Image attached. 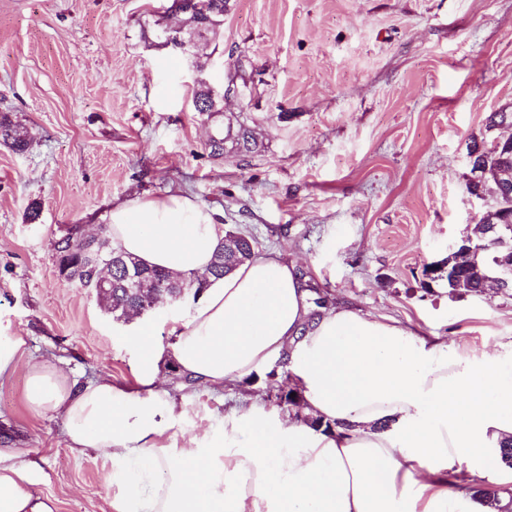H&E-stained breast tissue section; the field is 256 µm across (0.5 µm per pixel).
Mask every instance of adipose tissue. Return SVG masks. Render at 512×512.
Wrapping results in <instances>:
<instances>
[{
    "instance_id": "ef3b65f1",
    "label": "adipose tissue",
    "mask_w": 512,
    "mask_h": 512,
    "mask_svg": "<svg viewBox=\"0 0 512 512\" xmlns=\"http://www.w3.org/2000/svg\"><path fill=\"white\" fill-rule=\"evenodd\" d=\"M108 232L145 265L206 281L186 319L174 321L169 346L138 328L139 390L108 377L77 385L47 359L28 365L27 405L59 413L72 450L111 458L113 512H488L480 500L451 499L449 482L467 467L512 484L494 450L512 438L501 355L472 362L445 339L346 309L310 320L295 266L277 251L210 277L224 227L184 196L115 206ZM167 355L195 386L287 357L303 415L255 404L174 444L176 407L158 388ZM312 417L334 422L333 431L314 429ZM28 481L14 449L0 448V512H53Z\"/></svg>"
}]
</instances>
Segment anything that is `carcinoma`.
I'll list each match as a JSON object with an SVG mask.
<instances>
[{"instance_id": "cac0c4a2", "label": "carcinoma", "mask_w": 512, "mask_h": 512, "mask_svg": "<svg viewBox=\"0 0 512 512\" xmlns=\"http://www.w3.org/2000/svg\"><path fill=\"white\" fill-rule=\"evenodd\" d=\"M187 12L184 19L190 21L187 29L200 40L208 39L224 21V0H182ZM501 127H512V112H492L487 117L486 131L491 132ZM0 142L8 145L13 151L22 153L27 150L29 140L27 133L13 123L9 113H0ZM491 141L482 139L473 141L468 148V159L473 166L483 172L480 189L492 196L493 207L482 221L486 228L482 229L483 240L477 242V250L471 254L453 252L448 255L452 273L448 276L446 287L451 294L477 295L484 291L487 282L502 276L503 265L500 261L512 263V254L498 246V238L508 235L512 238V230L491 233L487 226L499 224V215L503 212L512 214V179L508 185L498 178V172L506 167L512 170V157L497 158L488 149ZM254 254L251 242L244 236L235 242V251H224L219 245L214 253L210 274L222 277L237 266L245 263ZM112 261L111 284L106 288L94 290L95 297L104 310L116 321L126 322L133 316L141 315V309L147 297L154 292L177 294L181 287L190 282L194 287H204L205 281L174 277L160 269L145 266L132 255L121 253L112 247L108 231L104 230L90 238L84 246H78L74 252L57 258L59 275L66 279L84 283L91 280L97 271L98 259ZM140 275L136 283L126 280L127 272ZM277 405L288 410V413H300L303 396L295 388L286 394L275 393ZM473 497L480 498L491 512H512V491L487 490L472 487Z\"/></svg>"}]
</instances>
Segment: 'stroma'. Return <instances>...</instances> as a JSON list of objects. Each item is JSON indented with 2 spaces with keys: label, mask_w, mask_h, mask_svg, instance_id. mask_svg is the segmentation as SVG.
<instances>
[{
  "label": "stroma",
  "mask_w": 512,
  "mask_h": 512,
  "mask_svg": "<svg viewBox=\"0 0 512 512\" xmlns=\"http://www.w3.org/2000/svg\"><path fill=\"white\" fill-rule=\"evenodd\" d=\"M168 4L0 0V113L30 139L0 145V334L79 383L138 389L130 323L61 279L55 244L116 205L183 195L335 307L448 337L474 361L512 353V293L445 286L448 254L489 207L465 189L468 146L490 113L512 112V0H226L188 54L154 42ZM200 62L217 86L240 67L221 113L193 108ZM160 377L184 437L276 404L262 371L188 387L168 360ZM26 381L22 366L0 380V446L32 465L26 490L56 512H112L111 460L72 451Z\"/></svg>",
  "instance_id": "obj_1"
}]
</instances>
